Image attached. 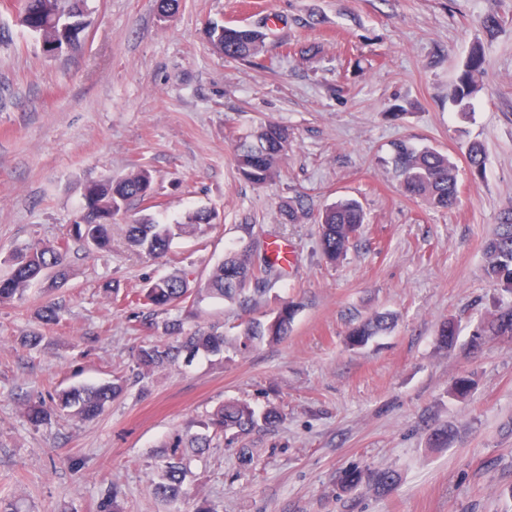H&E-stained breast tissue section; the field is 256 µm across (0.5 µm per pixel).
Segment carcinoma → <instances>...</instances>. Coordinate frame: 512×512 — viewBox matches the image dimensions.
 <instances>
[{
  "label": "carcinoma",
  "instance_id": "carcinoma-1",
  "mask_svg": "<svg viewBox=\"0 0 512 512\" xmlns=\"http://www.w3.org/2000/svg\"><path fill=\"white\" fill-rule=\"evenodd\" d=\"M20 24L37 34L44 51L51 54L68 45L79 43V34L88 26L86 0H22ZM207 37L213 48L222 55L244 62H254L263 51L265 33L261 28H247L219 23L211 24ZM481 50L473 49L469 62L458 77L452 98L456 102L469 99L478 91V76L482 73ZM288 130L268 122L261 124L250 141L236 145L234 159L240 175L250 183L261 186L277 174L278 159L288 149ZM470 170L480 174L485 167V150L478 141H471L464 151ZM392 165L400 179L403 192L426 202L436 209L450 210L458 202V170L446 153L434 149L418 150L401 142L394 148ZM153 178L150 171L138 169L122 180L110 178L91 184L85 193V202L79 222L71 225L69 235L97 250L109 248L112 226L116 217L128 212L134 201L152 195ZM214 220L208 210H197L185 216L178 224H161L150 215L125 221V240L134 251L151 258L164 256L177 235L204 231ZM363 208L354 199L340 200L329 205L317 216L322 254L331 263L342 260L365 223ZM487 265L486 277L503 291L512 294V207L498 215L497 228L484 246ZM68 241L47 246L34 243L17 252L11 269L0 276V304L23 298L35 281L47 280L53 285L67 277ZM278 270L268 256L258 257L252 251L230 254L209 274L204 288L191 285L187 274H174L159 279L145 289L143 302L153 307L150 329L172 339L168 344H154L140 348L135 356L137 369L150 372L176 364L179 359L194 357L200 351L218 353L224 349V333L210 327L186 331L185 321L172 316L173 308L189 302L204 292L212 297L251 300V294L265 291ZM62 307L50 302L35 310V318L48 325L60 320ZM292 307H283L267 323L251 322L245 327L241 345L248 348L258 340L278 341L287 335L293 321ZM393 324L390 313H376L351 327L348 342L363 346L375 336L387 332ZM484 336H512V303L497 302L480 327L472 334L471 347L477 348ZM458 341V325L453 319L439 330L437 344L452 351ZM124 391V381L118 377L111 383L65 389L57 394L54 407L66 410L81 419H93ZM275 407L256 413L247 402L230 401L219 406L210 416L207 426L218 432H230L238 438L250 434L258 422L272 425L280 420ZM187 469L182 457L172 453L162 467L161 481L154 486V495L172 502L182 492Z\"/></svg>",
  "mask_w": 512,
  "mask_h": 512
}]
</instances>
